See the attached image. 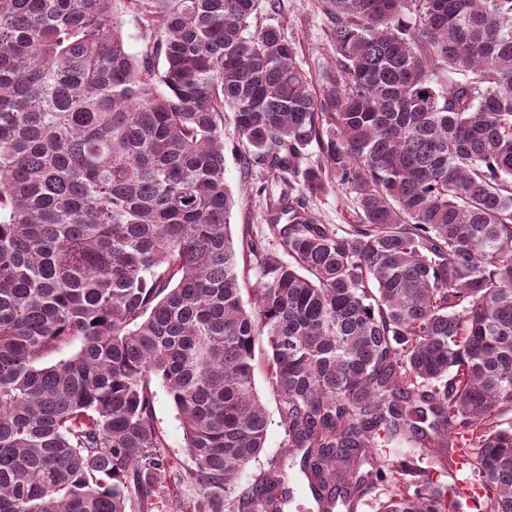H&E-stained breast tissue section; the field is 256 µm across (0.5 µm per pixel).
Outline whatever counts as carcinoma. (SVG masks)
I'll use <instances>...</instances> for the list:
<instances>
[{"label": "carcinoma", "instance_id": "obj_1", "mask_svg": "<svg viewBox=\"0 0 512 512\" xmlns=\"http://www.w3.org/2000/svg\"><path fill=\"white\" fill-rule=\"evenodd\" d=\"M121 2L0 0V512H144L171 473L155 380L197 512H279L277 460L219 499L265 447L259 343L315 502L459 512L431 476L458 457L512 512V0H323L318 93L257 0H135L137 55ZM226 106L245 169L302 175L245 240L248 303ZM329 175L356 223L309 211ZM400 442L429 468L375 452ZM124 20L123 32L127 42L128 49L131 53L138 54L142 48V33L138 24L134 20L132 10H127L121 14Z\"/></svg>", "mask_w": 512, "mask_h": 512}]
</instances>
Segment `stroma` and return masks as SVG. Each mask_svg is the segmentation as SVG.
<instances>
[{"label":"stroma","mask_w":512,"mask_h":512,"mask_svg":"<svg viewBox=\"0 0 512 512\" xmlns=\"http://www.w3.org/2000/svg\"><path fill=\"white\" fill-rule=\"evenodd\" d=\"M256 27H279L297 50V60L313 86H320L323 73L334 61L332 24L322 9L321 0H280L277 12L259 5L254 20ZM239 140L232 112L224 114V180L232 192L234 206L231 224L234 240L242 236H263L267 231L268 207L280 194L282 183L272 172L257 169L243 173L239 161ZM309 209L323 224H351L355 221L354 198L344 189L329 185L325 192L308 196ZM256 387L267 412L268 427L263 451L253 459L239 480L249 485L254 477L267 469L271 460L279 458L283 448V431L279 425L278 400L264 377H257ZM155 421L161 431L164 455L173 474L152 497L150 512H194L203 497L196 467L186 448L181 421L161 384H154Z\"/></svg>","instance_id":"35a3bbf8"}]
</instances>
